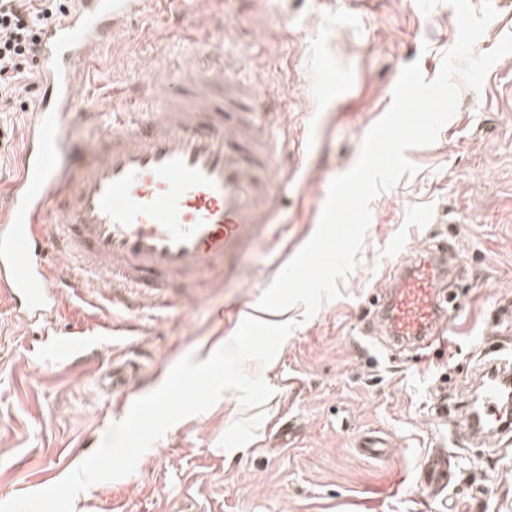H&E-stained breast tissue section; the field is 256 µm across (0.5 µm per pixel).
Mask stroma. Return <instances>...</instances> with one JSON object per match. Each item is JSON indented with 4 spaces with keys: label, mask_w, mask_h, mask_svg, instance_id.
Masks as SVG:
<instances>
[{
    "label": "stroma",
    "mask_w": 512,
    "mask_h": 512,
    "mask_svg": "<svg viewBox=\"0 0 512 512\" xmlns=\"http://www.w3.org/2000/svg\"><path fill=\"white\" fill-rule=\"evenodd\" d=\"M204 39L238 59L240 77L258 82L274 109L278 164L289 178L275 199L284 229L255 239L232 273L175 289L169 305L134 298L116 308L115 325L132 323L135 333L69 359L36 351L0 307V502L62 480L179 359L205 356L234 335L235 306L257 304L280 263L315 232L330 181L355 164L390 105L394 76L416 61L436 77L457 23L448 0H164L79 64L85 106L67 129L68 150L93 148L113 85L146 68L155 94L133 109L156 111L164 85L188 77ZM337 76L349 94L321 97L320 84ZM41 93L32 78L17 105L0 112L1 179L11 175ZM407 157L418 171L373 201L360 263L340 282V297L309 321L299 306L271 314L299 326L263 371L274 390L267 403L245 410L226 392L173 426L134 473L80 493L74 512H512V440H465L454 419L471 371L490 351H512V54L491 68L481 92L461 87L437 142ZM443 240L454 241L467 269L455 334L423 351L364 335L389 246L413 252ZM62 295L59 327L96 329L102 295L88 304L71 289ZM115 360L137 368L121 394L99 385ZM287 422L297 435L284 443L278 429ZM232 438L248 448L229 459ZM436 448L450 460L438 497L425 490L422 471Z\"/></svg>",
    "instance_id": "stroma-1"
}]
</instances>
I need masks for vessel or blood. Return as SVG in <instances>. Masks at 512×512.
<instances>
[{"label": "vessel or blood", "mask_w": 512, "mask_h": 512, "mask_svg": "<svg viewBox=\"0 0 512 512\" xmlns=\"http://www.w3.org/2000/svg\"><path fill=\"white\" fill-rule=\"evenodd\" d=\"M48 29L40 62L46 89L25 130L11 177L0 182V304L41 342L77 351L83 334L58 336L60 296L47 286L50 255L66 258L73 287L128 290L151 300L193 287L235 261L275 219L274 192L288 184L276 163L277 137L254 109L262 91L227 65L192 69L154 112H116L96 151L65 171L60 146L80 112L78 60L144 16L157 0H76ZM55 231L45 235L48 214ZM454 247L439 242L414 254L394 250L393 276L367 330L393 347L455 331L457 311L442 302ZM480 408L458 419L469 436L512 432V357L481 369Z\"/></svg>", "instance_id": "vessel-or-blood-1"}]
</instances>
